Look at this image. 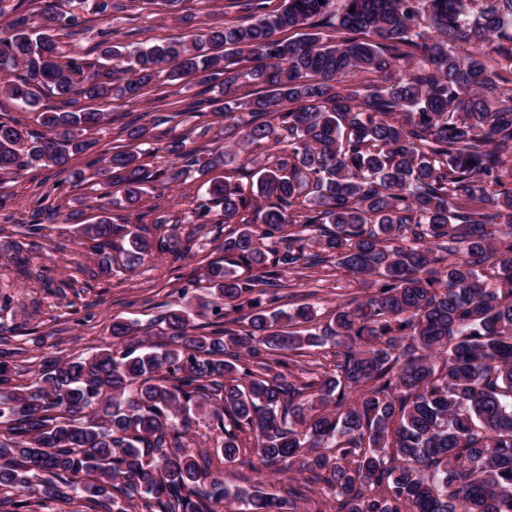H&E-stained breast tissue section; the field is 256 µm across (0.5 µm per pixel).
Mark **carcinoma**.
<instances>
[{
  "instance_id": "cac0c4a2",
  "label": "carcinoma",
  "mask_w": 512,
  "mask_h": 512,
  "mask_svg": "<svg viewBox=\"0 0 512 512\" xmlns=\"http://www.w3.org/2000/svg\"><path fill=\"white\" fill-rule=\"evenodd\" d=\"M61 2L0 0V75L18 72L0 95L31 115L0 116V181L65 172L118 122L128 144L75 180L131 206L184 175L206 191L154 220L156 237L146 213L101 203L75 227L99 271L178 260L203 232L223 255L155 342L114 317L101 348L47 357L24 383L0 347L3 512H36L35 494L90 512H300L315 496L335 512H512V0H230L235 16L190 42L116 45L100 28L83 51L90 19ZM84 3L100 19L121 8ZM163 73L197 79L178 116L224 120L211 147L171 137L168 172L130 148L149 113L82 105H134ZM244 84L257 89L236 96ZM16 228L12 258L45 225L34 213ZM328 268L372 291L324 322L311 304L275 308L288 276ZM325 346L330 369L312 358ZM191 414L213 452L180 428ZM241 433L261 467L309 476L282 495L226 487L213 458L238 461Z\"/></svg>"
}]
</instances>
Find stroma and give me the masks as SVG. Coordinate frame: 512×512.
<instances>
[{
    "mask_svg": "<svg viewBox=\"0 0 512 512\" xmlns=\"http://www.w3.org/2000/svg\"><path fill=\"white\" fill-rule=\"evenodd\" d=\"M228 0H179L177 7L159 6L144 15L135 0L108 19H97L93 28H110L124 33L141 28L140 42L151 44L170 39H188L209 24L233 17ZM193 86L166 84L162 89L145 92L136 109L152 113L158 124L150 131L148 147L157 168L168 165L164 146L174 133L170 114L178 101L194 94ZM203 192L199 180L183 178L163 192L149 191L141 202L153 215H171L183 211ZM50 195L62 212L83 210L86 220L98 213L96 188L78 183L55 168L31 169L24 178L0 184V228L8 216L20 215L37 207L43 195ZM26 255L36 274L23 276L12 259L0 258V332L11 339L19 353L14 364L21 378L39 366L47 356H78L94 352L109 335L113 317L148 322L154 319L161 303L175 301L186 282L200 278L204 265L217 257L213 242L197 238L191 252L181 260L161 254L146 259L132 271L90 275L93 262L86 246L80 244L73 225L49 224L45 237L34 239ZM73 280V288L58 294L61 281ZM318 312L330 315L340 300L362 297L368 291L365 279L331 272L318 284Z\"/></svg>",
    "mask_w": 512,
    "mask_h": 512,
    "instance_id": "35a3bbf8",
    "label": "stroma"
}]
</instances>
